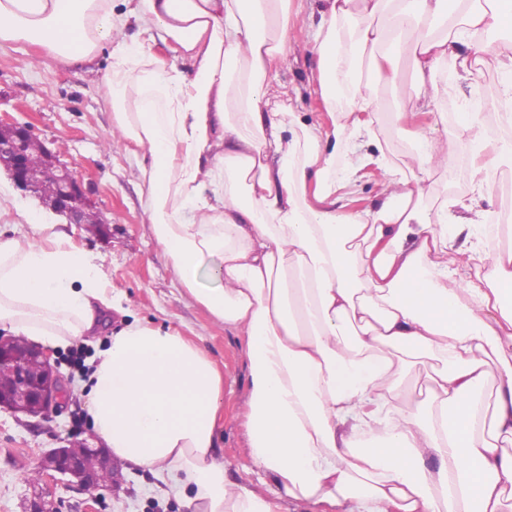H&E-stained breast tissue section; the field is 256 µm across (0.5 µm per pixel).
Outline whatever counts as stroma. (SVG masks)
Masks as SVG:
<instances>
[{
	"label": "stroma",
	"instance_id": "stroma-1",
	"mask_svg": "<svg viewBox=\"0 0 512 512\" xmlns=\"http://www.w3.org/2000/svg\"><path fill=\"white\" fill-rule=\"evenodd\" d=\"M320 6L321 0H291L287 57L274 66L271 78L273 84L286 87L302 122L327 127L331 117L312 80ZM411 52V43H402L393 80L378 90L383 113L403 111L409 104L414 82ZM45 57L44 49L29 44L0 46V120L32 125L56 161L80 179L100 223H66L1 175L0 236L30 235L27 217L31 214L41 223L56 225L77 247L101 257L104 275L134 318L175 329L207 349L224 375L219 433L226 468L235 480L278 500L280 512H355L357 505L351 500L331 506L282 497L274 481L254 465L243 418L249 385L246 340L187 295L162 257V247L144 214L132 147L112 134V108L105 101L112 77L110 45L99 48L90 68L78 74L58 64L43 66ZM500 88L499 74L481 67L468 80L449 82L448 97L437 106L438 132L456 135L460 113L495 101ZM476 163L471 154L450 150L446 165L432 170L425 183L427 202L438 208L450 200H475L488 221L471 225L469 245L483 250L511 248L506 234L491 233L490 220L501 211L503 195L491 200L475 196L471 172ZM106 342V336L99 335L54 348L53 357L69 390L59 413L42 420L0 409V512H25L31 485L39 476L37 465L47 451L69 441H92L90 426L77 425L76 416L87 410L81 383ZM122 474L125 482L119 493L97 490L96 512H190L186 501L171 491L166 476L127 466Z\"/></svg>",
	"mask_w": 512,
	"mask_h": 512
}]
</instances>
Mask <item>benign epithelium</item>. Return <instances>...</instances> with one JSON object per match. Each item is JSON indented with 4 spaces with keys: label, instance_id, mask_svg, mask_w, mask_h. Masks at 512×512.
Returning <instances> with one entry per match:
<instances>
[{
    "label": "benign epithelium",
    "instance_id": "obj_1",
    "mask_svg": "<svg viewBox=\"0 0 512 512\" xmlns=\"http://www.w3.org/2000/svg\"><path fill=\"white\" fill-rule=\"evenodd\" d=\"M34 143L31 131L26 126L0 125V167L4 168L17 189L38 193L30 179L28 151ZM43 159L55 173L56 191L48 200L49 208L65 217L69 224L86 223V215L93 208L71 171L54 163L51 153L42 149ZM0 372H9L15 379L14 388L5 398L0 395V407L30 417L46 414L62 405L67 398V388L51 363V356L38 346L29 345L24 353L15 350V338L0 336ZM97 460L98 469L86 465V456ZM40 472L44 485L57 482L66 487L93 494L101 487L100 473L108 475L109 487L117 489L122 483L120 464L101 447L82 445L80 451L71 446L50 450L41 458ZM27 512H60L49 492L34 493Z\"/></svg>",
    "mask_w": 512,
    "mask_h": 512
}]
</instances>
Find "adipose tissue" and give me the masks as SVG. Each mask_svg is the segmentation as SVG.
<instances>
[{"label":"adipose tissue","mask_w":512,"mask_h":512,"mask_svg":"<svg viewBox=\"0 0 512 512\" xmlns=\"http://www.w3.org/2000/svg\"><path fill=\"white\" fill-rule=\"evenodd\" d=\"M291 0H0V42L40 44L84 68L112 45V130L135 147L145 211L177 283L247 338L245 427L254 465L282 496L356 499L366 512H504L512 501V252L458 250L448 210L424 184L449 146L472 150L488 123L463 117L454 143L427 122L448 93L446 64L491 67L512 102V0H325L313 80L331 127L299 122L270 70L287 53ZM135 22L188 60L167 69ZM415 75L410 126L421 145L385 157L373 201L353 205L374 141L378 86L401 38ZM235 110H228V102ZM33 237L0 238V330L53 346L84 340L119 302L94 256L31 218ZM488 274L471 277V263ZM433 361L428 410L397 374ZM495 386L493 408L483 392ZM98 441L114 458L164 472L192 512H277L232 481L219 449L224 377L200 344L140 320L114 331L87 381Z\"/></svg>","instance_id":"1"}]
</instances>
